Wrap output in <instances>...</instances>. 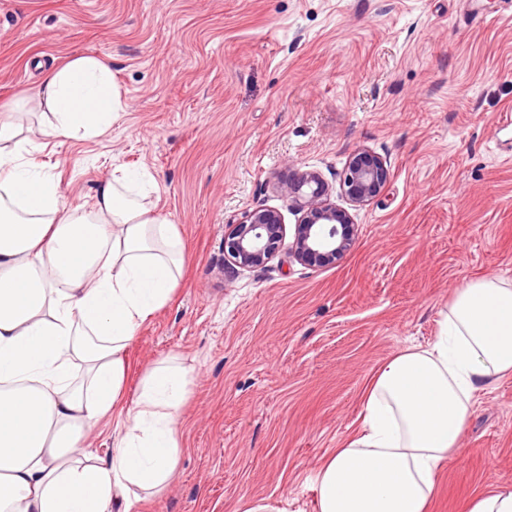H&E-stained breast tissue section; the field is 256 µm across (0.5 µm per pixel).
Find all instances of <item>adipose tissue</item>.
I'll return each instance as SVG.
<instances>
[{"label":"adipose tissue","mask_w":512,"mask_h":512,"mask_svg":"<svg viewBox=\"0 0 512 512\" xmlns=\"http://www.w3.org/2000/svg\"><path fill=\"white\" fill-rule=\"evenodd\" d=\"M35 102L59 139L101 136L121 109L111 67L92 56L47 70ZM38 148L14 111L0 114V512H131L182 455L191 370L157 363L130 407L123 387L130 340L180 282L182 243L148 170H113L92 210H64L59 180L30 160ZM509 376L512 282L469 280L432 342L374 374L360 429L316 471L317 512H430L476 393ZM110 414L122 423L110 457H86Z\"/></svg>","instance_id":"adipose-tissue-1"}]
</instances>
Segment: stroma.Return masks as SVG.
<instances>
[{
  "mask_svg": "<svg viewBox=\"0 0 512 512\" xmlns=\"http://www.w3.org/2000/svg\"><path fill=\"white\" fill-rule=\"evenodd\" d=\"M77 55L111 66L119 116L44 138L35 162L87 210L115 167L147 168L185 253L127 347L129 403L154 362L194 369L177 474L133 512H315L313 474L357 431L373 372L437 336L461 283L512 280V0H0V107ZM361 149L391 178L352 209L353 245L295 262L277 182L318 171L344 205ZM259 206L284 213L279 251L227 273L224 235ZM461 446L431 512L512 486V377L477 393Z\"/></svg>",
  "mask_w": 512,
  "mask_h": 512,
  "instance_id": "obj_1",
  "label": "stroma"
}]
</instances>
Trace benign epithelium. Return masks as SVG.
Returning <instances> with one entry per match:
<instances>
[{
	"label": "benign epithelium",
	"instance_id": "benign-epithelium-1",
	"mask_svg": "<svg viewBox=\"0 0 512 512\" xmlns=\"http://www.w3.org/2000/svg\"><path fill=\"white\" fill-rule=\"evenodd\" d=\"M387 161L367 150L352 155L342 178L347 200L361 206L376 198L390 180ZM289 207L299 214L289 254L301 264H329L354 241L355 231L347 209L330 202L328 186L315 171L295 173L280 187ZM282 214L256 207L229 226L224 235V264L235 272L265 265L283 239Z\"/></svg>",
	"mask_w": 512,
	"mask_h": 512
}]
</instances>
